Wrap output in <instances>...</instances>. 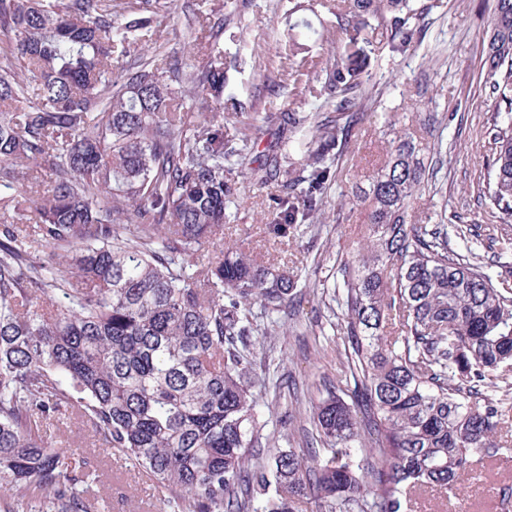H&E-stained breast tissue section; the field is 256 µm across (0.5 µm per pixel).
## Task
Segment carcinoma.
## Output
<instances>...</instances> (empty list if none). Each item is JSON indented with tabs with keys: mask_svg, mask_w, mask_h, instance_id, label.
<instances>
[{
	"mask_svg": "<svg viewBox=\"0 0 512 512\" xmlns=\"http://www.w3.org/2000/svg\"><path fill=\"white\" fill-rule=\"evenodd\" d=\"M114 0H0V501L32 512H98L87 497L95 459L74 457L46 425L73 411L99 447L149 474L169 512H278L314 492L324 512H408L451 491L495 457L512 416V278L475 260L467 238L417 213L441 193L447 146L438 113L419 126L388 123L382 157L338 206L362 203L365 233L334 261L332 286L308 294L341 316L337 357L353 386L324 387L313 406L316 446L280 451L252 469L262 425L253 337L297 297L288 267L204 245L247 199L234 176L251 142L275 144L250 168L278 194L257 219L265 238L293 241L321 222L343 172L352 129L373 114L376 51H415L417 0H321L337 35L324 55L281 65L293 86L313 69L310 109L261 118L223 112L224 49L208 48L202 89L166 56L133 71L127 48L149 15L174 0H135L118 23ZM214 26L244 37L237 0ZM488 129L493 159L482 190L512 218V0L487 21ZM512 245L498 225L474 237ZM52 259L37 257L40 247Z\"/></svg>",
	"mask_w": 512,
	"mask_h": 512,
	"instance_id": "obj_1",
	"label": "carcinoma"
}]
</instances>
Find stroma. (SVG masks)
Masks as SVG:
<instances>
[{"mask_svg":"<svg viewBox=\"0 0 512 512\" xmlns=\"http://www.w3.org/2000/svg\"><path fill=\"white\" fill-rule=\"evenodd\" d=\"M193 0H174L171 10L155 19L151 30L163 51L184 48L183 69L201 75L206 69V47L212 32L205 20H192L188 10ZM426 6L423 23L426 37L416 51L403 56L382 52L381 67L372 68V81L382 88L381 105L396 120H418L430 110L446 115L444 136L451 142L447 179L442 194L420 196L416 209L434 207L445 214L447 224L472 227L488 223L487 201L478 199L477 183L487 171L491 151L484 144L491 118V103L485 91L488 66L484 21L494 8V0H419ZM308 0H280L279 14H272L270 0H244L241 18L248 27L245 42H224V54L231 65L227 70L226 91L240 100L253 115L266 112L270 104L297 108L304 95L286 91L270 98L268 84L278 77L275 58L284 36L283 14L299 20L309 17ZM192 34V47H184L185 34ZM236 182L244 190L248 204L240 210L238 224L245 230L250 246L283 260L297 269L307 284L318 288L327 274V258L347 255L362 233L366 213L359 207L326 209L327 220L320 226V237L327 241L328 254H320L307 242L283 246L264 240L255 226L258 212L274 193V186L250 183L240 174ZM340 328L329 325L326 313L310 298L285 307L266 336L260 337L261 351L270 352L274 365L255 391L261 400L260 422L263 436L274 438L276 448H304V432L311 429L312 403L318 399L320 380L345 385L347 371L336 359L341 344ZM48 432L58 445L78 453L96 455L101 480L91 496L104 501L103 512H160L161 491L145 473L134 471L124 461L98 453L92 426L75 415L62 414L51 421ZM512 487V456L493 457L475 463L472 478L455 497L429 496L422 512H512V500L503 501L505 487Z\"/></svg>","mask_w":512,"mask_h":512,"instance_id":"1","label":"stroma"}]
</instances>
